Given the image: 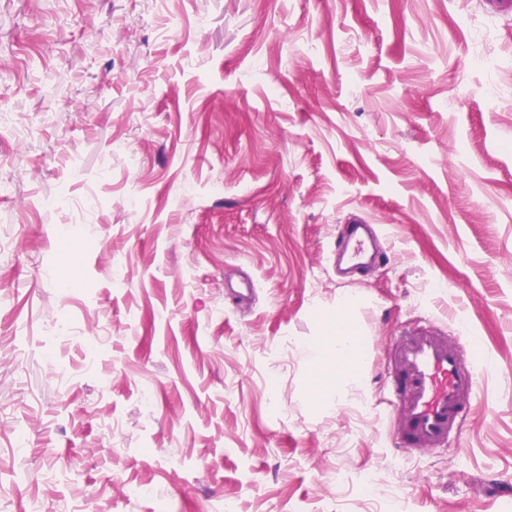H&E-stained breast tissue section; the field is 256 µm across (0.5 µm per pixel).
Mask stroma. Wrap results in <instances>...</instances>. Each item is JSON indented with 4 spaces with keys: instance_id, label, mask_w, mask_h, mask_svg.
Returning a JSON list of instances; mask_svg holds the SVG:
<instances>
[{
    "instance_id": "obj_1",
    "label": "stroma",
    "mask_w": 512,
    "mask_h": 512,
    "mask_svg": "<svg viewBox=\"0 0 512 512\" xmlns=\"http://www.w3.org/2000/svg\"><path fill=\"white\" fill-rule=\"evenodd\" d=\"M1 112L0 512H512V0H0ZM431 318L482 404L397 456L386 345ZM378 224H341L336 234L333 264L336 277L350 279L381 264L387 258L384 236ZM333 335L324 341L306 345L304 354L315 360H328L330 365L314 373V391L327 390L335 381L346 374L360 370L363 357L358 348L357 332L350 317L345 314L336 319Z\"/></svg>"
}]
</instances>
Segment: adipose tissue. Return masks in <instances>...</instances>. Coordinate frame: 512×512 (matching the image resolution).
<instances>
[{"label": "adipose tissue", "instance_id": "obj_1", "mask_svg": "<svg viewBox=\"0 0 512 512\" xmlns=\"http://www.w3.org/2000/svg\"><path fill=\"white\" fill-rule=\"evenodd\" d=\"M304 354L315 360H325L326 368L313 376L315 391L328 389L335 381L360 370L363 357L358 348L357 332L349 317L338 318L332 337L306 345Z\"/></svg>", "mask_w": 512, "mask_h": 512}]
</instances>
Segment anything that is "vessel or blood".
I'll list each match as a JSON object with an SVG mask.
<instances>
[{
	"label": "vessel or blood",
	"instance_id": "b4317fda",
	"mask_svg": "<svg viewBox=\"0 0 512 512\" xmlns=\"http://www.w3.org/2000/svg\"><path fill=\"white\" fill-rule=\"evenodd\" d=\"M387 257L373 224H343L336 234V276L350 279ZM391 438L404 453L446 447L481 403V365L463 329L437 322L407 328L387 346Z\"/></svg>",
	"mask_w": 512,
	"mask_h": 512
}]
</instances>
